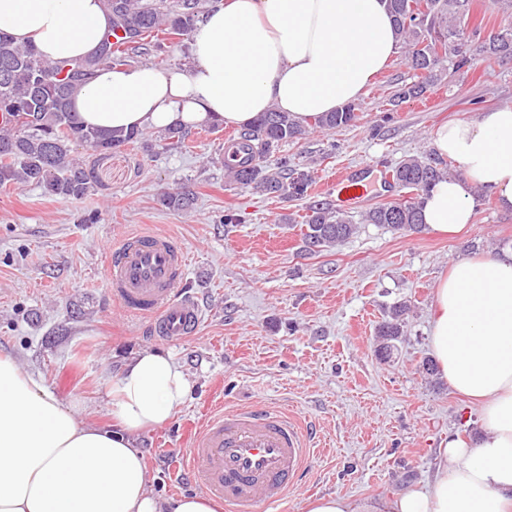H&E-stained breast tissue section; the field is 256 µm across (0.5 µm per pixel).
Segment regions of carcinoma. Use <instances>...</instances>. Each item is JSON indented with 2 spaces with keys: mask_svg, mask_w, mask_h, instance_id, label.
Instances as JSON below:
<instances>
[{
  "mask_svg": "<svg viewBox=\"0 0 512 512\" xmlns=\"http://www.w3.org/2000/svg\"><path fill=\"white\" fill-rule=\"evenodd\" d=\"M210 0H106L112 13L111 31L97 49L84 59L59 58L48 61L31 47H22L0 33V188L33 184L51 197L78 199L95 188L86 164L70 155L71 146H86L100 155L125 145H149L145 132H111L85 126L71 108L80 82L101 66H122L139 55L161 53L175 38L188 36ZM471 0H387L398 41L410 67L424 78L402 85L393 101L405 102L424 96L442 77L445 63L456 70L470 66L477 54L486 60L512 59V27L473 44L478 29H468ZM124 36L112 42V32ZM355 106L346 105L316 119L315 126L326 131L350 125ZM306 128L288 113L272 109L260 114L253 124L238 132L230 149L240 165L228 170L236 182L258 193L303 196L312 183L307 173H298L280 153L282 144L304 138ZM447 162L433 154L409 157L391 169L394 183L407 190L404 201L375 206L365 214L368 224H379L396 233L422 231L423 199L442 179ZM161 204L174 211H187L193 198L182 192L168 193ZM302 240L305 251L317 254L349 239L357 231L351 216L318 202L304 217ZM407 304L395 305L378 323L379 360L390 358L395 342L404 336Z\"/></svg>",
  "mask_w": 512,
  "mask_h": 512,
  "instance_id": "cac0c4a2",
  "label": "carcinoma"
}]
</instances>
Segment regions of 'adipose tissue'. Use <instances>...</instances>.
I'll list each match as a JSON object with an SVG mask.
<instances>
[{
  "label": "adipose tissue",
  "instance_id": "ef3b65f1",
  "mask_svg": "<svg viewBox=\"0 0 512 512\" xmlns=\"http://www.w3.org/2000/svg\"><path fill=\"white\" fill-rule=\"evenodd\" d=\"M111 21L104 0H0V32L46 60L91 55ZM397 43L384 0H216L183 66L100 68L72 106L106 130L244 127L273 107L309 126L360 99ZM431 140L463 174L426 196L429 230L463 232L477 187L512 212V106L443 124ZM431 321L433 359L450 388L478 405L480 435L449 439L424 487L363 505L314 497L305 512H512V252L454 260ZM190 391L170 355L139 353L108 393L112 426L92 425L0 353V512H217L198 494L156 497L133 445V435L173 418Z\"/></svg>",
  "mask_w": 512,
  "mask_h": 512
}]
</instances>
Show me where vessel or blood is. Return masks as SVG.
<instances>
[{"label": "vessel or blood", "mask_w": 512, "mask_h": 512, "mask_svg": "<svg viewBox=\"0 0 512 512\" xmlns=\"http://www.w3.org/2000/svg\"><path fill=\"white\" fill-rule=\"evenodd\" d=\"M336 192L340 203L361 202L366 192L362 173L343 171ZM187 264L185 251L168 235H128L107 258L112 297L126 313L149 317L155 338L180 341L202 317L198 303L180 288ZM180 455L187 481L223 503L225 512H258L284 500L316 450L294 415L239 406L212 411Z\"/></svg>", "instance_id": "1"}]
</instances>
